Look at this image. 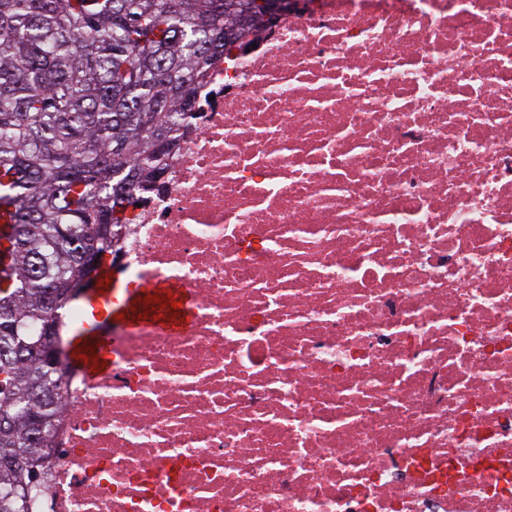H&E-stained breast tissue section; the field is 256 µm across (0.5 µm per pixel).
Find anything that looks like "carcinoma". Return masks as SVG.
<instances>
[{
  "label": "carcinoma",
  "instance_id": "1",
  "mask_svg": "<svg viewBox=\"0 0 512 512\" xmlns=\"http://www.w3.org/2000/svg\"><path fill=\"white\" fill-rule=\"evenodd\" d=\"M257 0H0V512H27L52 448L63 373L30 358L76 330L61 308L90 288L127 207L177 145L228 35ZM18 453L37 458L20 477Z\"/></svg>",
  "mask_w": 512,
  "mask_h": 512
}]
</instances>
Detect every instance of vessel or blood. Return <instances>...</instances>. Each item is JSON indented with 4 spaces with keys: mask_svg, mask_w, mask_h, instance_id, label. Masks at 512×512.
Masks as SVG:
<instances>
[{
    "mask_svg": "<svg viewBox=\"0 0 512 512\" xmlns=\"http://www.w3.org/2000/svg\"><path fill=\"white\" fill-rule=\"evenodd\" d=\"M156 294L162 298L171 297L179 304L178 309L165 310L160 318L162 326L174 332L187 329L191 322V296L179 288H160ZM88 304L89 312L73 342L71 357L73 364L81 367L87 375L97 376L107 372L111 366L107 325L118 320L138 322L144 318L149 306L144 303L142 294L126 293L106 271L101 273Z\"/></svg>",
    "mask_w": 512,
    "mask_h": 512,
    "instance_id": "1",
    "label": "vessel or blood"
}]
</instances>
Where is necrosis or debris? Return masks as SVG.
<instances>
[{
  "mask_svg": "<svg viewBox=\"0 0 512 512\" xmlns=\"http://www.w3.org/2000/svg\"><path fill=\"white\" fill-rule=\"evenodd\" d=\"M135 208L28 512H512V0H288Z\"/></svg>",
  "mask_w": 512,
  "mask_h": 512,
  "instance_id": "necrosis-or-debris-1",
  "label": "necrosis or debris"
}]
</instances>
